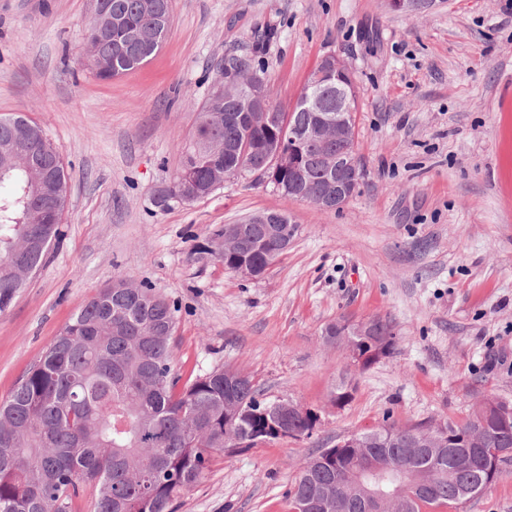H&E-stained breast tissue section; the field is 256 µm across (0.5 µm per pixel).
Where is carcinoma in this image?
<instances>
[{
    "instance_id": "cac0c4a2",
    "label": "carcinoma",
    "mask_w": 512,
    "mask_h": 512,
    "mask_svg": "<svg viewBox=\"0 0 512 512\" xmlns=\"http://www.w3.org/2000/svg\"><path fill=\"white\" fill-rule=\"evenodd\" d=\"M112 40L88 42L89 69L108 80L149 61L166 41L170 0H112ZM224 64L238 68L242 84L261 81L251 59L231 54ZM336 80L320 86L316 111L333 103ZM304 86L294 107L280 116L281 138L269 140L263 130L241 118L251 107L239 94L210 93L199 113V124L182 166L193 168L197 184H211L229 167L257 173L280 147L293 150L290 135L306 125L312 111ZM20 115L0 117V144L13 141ZM344 145L332 139L301 147L307 158V186L315 190L325 180L322 160ZM56 184L40 182L43 170ZM10 191L0 195V312L7 311L20 291L22 265L38 268L59 234L61 217L49 224L29 222L27 191L42 183L45 197L34 201L48 215L66 198L67 174L59 150L42 129L31 136L29 150L0 163V183ZM224 224L208 237L210 251L224 257L234 270L248 261L260 268L273 265L282 252L273 237L254 229L242 233L224 251ZM175 305L143 284L102 289L73 314L54 341L28 367L10 394L0 401V512H73L81 485H92L90 512H174L178 494L204 475L209 451L232 444L229 433L243 419L244 444L278 438L270 412L272 402L253 384L224 391L218 368L186 381L172 369ZM316 417L297 412L286 421L298 439L310 434ZM400 441L393 448L371 446L341 450L338 461L323 460L319 451L298 469L288 497L293 512L305 502L331 496L341 507L321 512H365L364 484L344 478L336 491V467L351 472L366 460L401 467L408 473L404 509L385 512H425L468 502L464 492L485 491L512 471V457L490 470L491 448H430L416 455L405 438L409 429L392 425Z\"/></svg>"
}]
</instances>
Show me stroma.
<instances>
[{
  "label": "stroma",
  "mask_w": 512,
  "mask_h": 512,
  "mask_svg": "<svg viewBox=\"0 0 512 512\" xmlns=\"http://www.w3.org/2000/svg\"><path fill=\"white\" fill-rule=\"evenodd\" d=\"M91 14L90 0H0V115L39 125L68 173L60 235L0 313V400L120 277L177 306L182 377L230 366L317 416L311 437L211 452L176 512H292L312 452L512 400V0H443L420 16L389 0H172L162 49L111 80L83 65ZM230 53L262 68L284 109L323 56L350 66L363 176L340 208L255 174L165 199ZM266 211L298 232L261 279L199 253L214 227ZM376 318L395 342L368 369L324 339L338 320Z\"/></svg>",
  "instance_id": "stroma-1"
}]
</instances>
